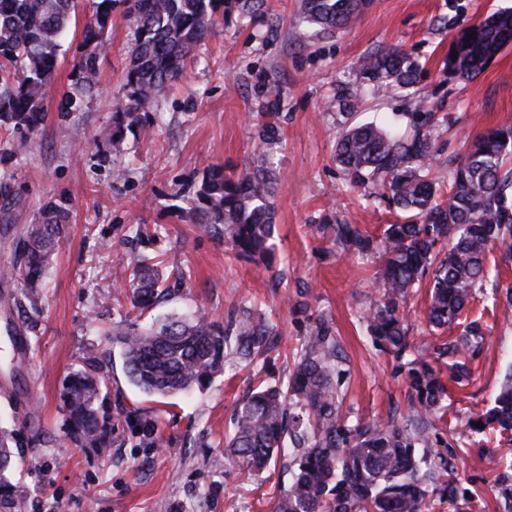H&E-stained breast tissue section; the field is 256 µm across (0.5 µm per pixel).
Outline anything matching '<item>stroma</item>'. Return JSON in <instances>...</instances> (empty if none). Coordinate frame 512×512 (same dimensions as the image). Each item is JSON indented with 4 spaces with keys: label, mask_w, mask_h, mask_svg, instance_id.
<instances>
[{
    "label": "stroma",
    "mask_w": 512,
    "mask_h": 512,
    "mask_svg": "<svg viewBox=\"0 0 512 512\" xmlns=\"http://www.w3.org/2000/svg\"><path fill=\"white\" fill-rule=\"evenodd\" d=\"M512 0H374L349 26L316 32L302 0H261L242 12L225 0L214 32L187 64L182 82L158 101L164 126L146 138L126 131L113 155L100 133L125 100L135 24L116 6L110 49L99 63L100 90L81 111L57 107L94 0H77L64 54L45 91V120L35 133L0 127V269L20 259L23 228L49 202L68 208V226L41 287L0 280V325L24 327L30 348L18 352L0 332V427L14 430L22 459L14 475L17 512H273L287 487L280 466L263 474L224 459L237 403L256 387L286 384L310 330L330 327L340 346L334 383L349 425L406 416L411 407L406 368L377 350L364 313L374 293L377 255L337 245L333 226L360 225L382 234L397 213L351 186L334 161L336 142L353 122L427 111L448 119L435 145L433 175L447 181L449 160L467 141L512 124V44L468 81L444 77L454 34ZM399 49L420 65L406 90L352 103L360 63ZM25 142L14 153L10 143ZM268 158L276 173L274 249L264 262L237 258L225 239L199 233L185 211L213 165L225 173L252 170ZM155 228L151 237L138 225ZM161 261L168 292L140 322L196 308L224 325L249 320L273 334L254 358L231 356L206 389L148 398L124 376L109 330L129 311L120 292L134 262ZM512 285V266H489L466 311L485 336L468 382H448L444 407L431 420L424 452L429 465L463 454L461 474L480 498L472 512H503L493 489L490 458L512 457V434H470V413L490 405L512 372V318L492 305L495 287ZM426 289L414 291L404 315L410 341L434 348L458 329L430 331ZM98 361L112 416L103 448L64 443L61 395L66 377Z\"/></svg>",
    "instance_id": "obj_1"
}]
</instances>
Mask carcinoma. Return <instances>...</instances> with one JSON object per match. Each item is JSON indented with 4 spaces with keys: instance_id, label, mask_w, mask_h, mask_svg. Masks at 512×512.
<instances>
[{
    "instance_id": "carcinoma-1",
    "label": "carcinoma",
    "mask_w": 512,
    "mask_h": 512,
    "mask_svg": "<svg viewBox=\"0 0 512 512\" xmlns=\"http://www.w3.org/2000/svg\"><path fill=\"white\" fill-rule=\"evenodd\" d=\"M116 0H96L86 24L81 55L72 72V91L61 111L74 112L98 87V63L108 48ZM371 0H303L307 21L325 33L347 26ZM136 29L126 74L127 103L113 112L105 133L112 153L123 150L124 131L133 126L155 135L162 120L156 102L182 80L187 58L207 39L224 0H124ZM75 0H0V126L36 132L45 119L44 89L60 64L61 41L70 29ZM512 42V9L499 10L467 26L452 39L457 58L447 60L445 75L469 80L482 73ZM419 64L401 51L376 54L360 65L362 84L374 94L407 88ZM434 113L411 112L388 123L351 125L336 145V163L350 184L370 186V197L389 201L405 214L373 237L357 224H337L336 241L380 258L375 295L366 311V329L374 344L397 358L412 356L409 327L400 309L412 288L429 284L426 320L444 330L459 324L476 286L487 276V256L496 250L512 260V125L474 138L456 161L444 186L428 178L435 161L431 141ZM273 169L261 164L237 177L212 166L203 176L188 214L195 227L227 238L240 259H265L274 235L271 198ZM68 209L48 203L40 222L22 240L23 264L3 278H19L33 288L51 264ZM163 279L153 264L134 266L127 288L132 312L152 308ZM272 335L260 323L242 322L230 332L202 313L169 314L148 327L128 318L115 328L128 381L149 397H167L203 389L224 359L262 351ZM481 325L467 323L444 343L439 355L453 358L449 378L469 377L467 361L476 357ZM336 345L322 323L310 332L304 354L287 387H265L243 398L235 409L234 430L225 442L224 460L262 471L282 460L287 488L275 512H427L433 494L452 512H467L474 496L443 458L439 475L421 471L418 448L428 440L425 421L443 408L446 385L422 356L407 362L408 386L416 416L405 425L374 421L350 428L341 415L331 381ZM95 363L71 373L62 394L66 436L78 447L101 448L107 442L110 414L101 398ZM483 427H478V424ZM471 431H512V377L500 387L493 405L468 419ZM12 433L0 429V512H16L11 482L18 449ZM498 493L512 512V475L497 477Z\"/></svg>"
}]
</instances>
